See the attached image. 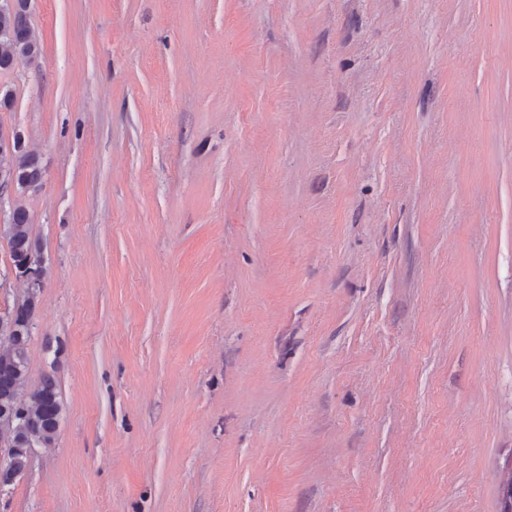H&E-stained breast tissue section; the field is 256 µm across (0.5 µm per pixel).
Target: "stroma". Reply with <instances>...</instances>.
Instances as JSON below:
<instances>
[{"instance_id":"stroma-1","label":"stroma","mask_w":512,"mask_h":512,"mask_svg":"<svg viewBox=\"0 0 512 512\" xmlns=\"http://www.w3.org/2000/svg\"><path fill=\"white\" fill-rule=\"evenodd\" d=\"M46 173L0 512H498L512 0H31ZM37 294L16 310L11 328L0 332V412H28L14 419L6 427L0 426V437L11 441L16 448H33L48 445L56 437L62 417L63 405L58 385L50 376L39 383H28V343L34 326ZM13 415L3 414L4 425Z\"/></svg>"}]
</instances>
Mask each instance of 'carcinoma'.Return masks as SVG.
Masks as SVG:
<instances>
[{"mask_svg": "<svg viewBox=\"0 0 512 512\" xmlns=\"http://www.w3.org/2000/svg\"><path fill=\"white\" fill-rule=\"evenodd\" d=\"M40 54L41 44L30 21V0H0V71L30 64ZM14 140L11 151L0 153V170L11 175L15 200L8 221L0 225V236L8 242L13 265L21 268L38 259L23 199L42 188L45 168L40 157L26 149L21 135H15ZM36 308L37 295L33 294L16 310L11 328L0 332V412H27L11 425L0 427V437L19 448L8 460L15 473L29 466L28 456L21 449L53 442L63 412L58 385L52 377L28 383V343Z\"/></svg>", "mask_w": 512, "mask_h": 512, "instance_id": "1", "label": "carcinoma"}]
</instances>
